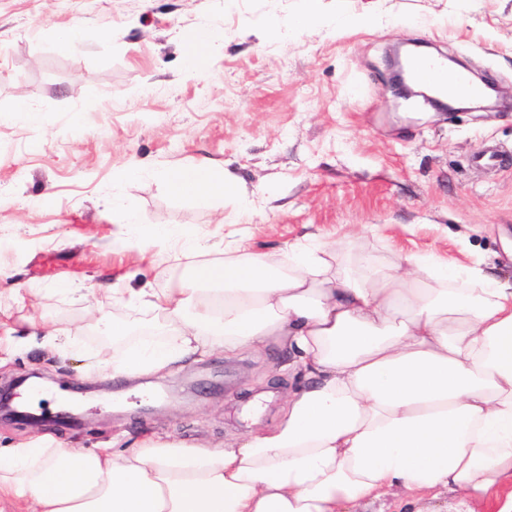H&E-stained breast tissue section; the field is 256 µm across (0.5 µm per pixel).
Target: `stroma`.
<instances>
[{"instance_id": "35a3bbf8", "label": "stroma", "mask_w": 512, "mask_h": 512, "mask_svg": "<svg viewBox=\"0 0 512 512\" xmlns=\"http://www.w3.org/2000/svg\"><path fill=\"white\" fill-rule=\"evenodd\" d=\"M74 27L78 46L57 40ZM200 27L213 39L194 75L183 55ZM408 42L493 83L495 107L397 96L391 52ZM487 147L500 166L474 164ZM191 163L233 177L236 195L171 196L163 172ZM158 223L204 259L340 239L351 267L418 255L512 281V0H319L313 13L307 0H0V387L36 372L81 404L76 425L1 418L0 448L37 432L90 450L151 431L218 445L273 424L305 385L278 342L161 378L106 373L114 351L88 331L130 313L108 284L178 281ZM33 318L71 348L31 336Z\"/></svg>"}]
</instances>
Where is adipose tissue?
<instances>
[{
  "label": "adipose tissue",
  "mask_w": 512,
  "mask_h": 512,
  "mask_svg": "<svg viewBox=\"0 0 512 512\" xmlns=\"http://www.w3.org/2000/svg\"><path fill=\"white\" fill-rule=\"evenodd\" d=\"M163 178L181 198L237 189L203 165ZM154 238L187 274L160 293L113 288L167 328L166 341L114 357L113 375H165L275 340L306 386L274 427L224 447L150 435L122 451L44 437L0 448V499L28 512H377L397 490L395 512H512V282L477 266L461 280L412 256L364 258L353 274L336 241L271 262L197 259L167 224Z\"/></svg>",
  "instance_id": "ef3b65f1"
}]
</instances>
